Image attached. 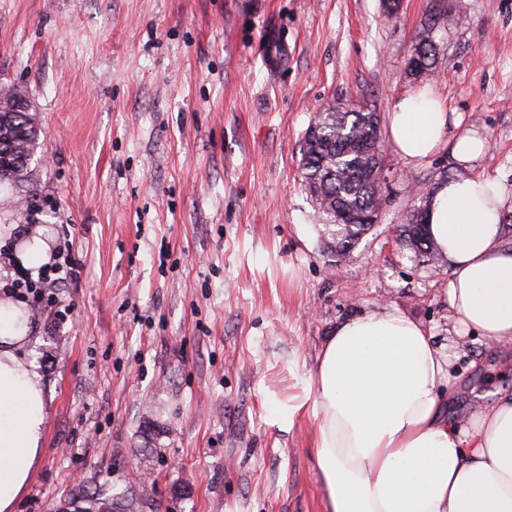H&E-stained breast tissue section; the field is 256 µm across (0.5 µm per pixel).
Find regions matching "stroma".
Here are the masks:
<instances>
[{"label":"stroma","mask_w":512,"mask_h":512,"mask_svg":"<svg viewBox=\"0 0 512 512\" xmlns=\"http://www.w3.org/2000/svg\"><path fill=\"white\" fill-rule=\"evenodd\" d=\"M431 30L429 75L407 73ZM431 86L486 141L475 170L508 195L512 0H0V88L39 130L31 179L0 224L70 241L76 279L29 307L24 352L46 391L44 454L15 512L140 473L157 512H324L307 380L326 336L395 306L447 344L443 261L400 230L415 188L464 175L389 140L380 221L344 258L305 191L304 133L330 105L386 117ZM451 406L512 391V345L470 335Z\"/></svg>","instance_id":"35a3bbf8"}]
</instances>
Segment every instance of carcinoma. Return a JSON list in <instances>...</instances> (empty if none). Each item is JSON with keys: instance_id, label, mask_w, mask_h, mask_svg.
Returning a JSON list of instances; mask_svg holds the SVG:
<instances>
[{"instance_id": "carcinoma-1", "label": "carcinoma", "mask_w": 512, "mask_h": 512, "mask_svg": "<svg viewBox=\"0 0 512 512\" xmlns=\"http://www.w3.org/2000/svg\"><path fill=\"white\" fill-rule=\"evenodd\" d=\"M424 63H435V47L429 37H424L413 48ZM377 114L361 106L328 107L316 117L318 137L304 139L301 146V169L306 183L314 185L320 197V213L325 218L342 209L346 218L339 228L326 227L331 240L341 256L356 245L372 225L359 221L360 214L378 208L383 194L373 171L385 162L382 154L370 152V139L374 132ZM39 139L38 129L28 112H3L0 114V186H10L25 194L27 208L39 210L41 196L29 182L30 159ZM406 239L418 252L425 250L429 259L437 252L427 237L426 225L418 220L414 225H403ZM58 512H154V503L143 489H126L110 494L101 488L90 492L74 488L58 508Z\"/></svg>"}]
</instances>
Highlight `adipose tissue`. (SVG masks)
<instances>
[{
    "instance_id": "ef3b65f1",
    "label": "adipose tissue",
    "mask_w": 512,
    "mask_h": 512,
    "mask_svg": "<svg viewBox=\"0 0 512 512\" xmlns=\"http://www.w3.org/2000/svg\"><path fill=\"white\" fill-rule=\"evenodd\" d=\"M448 123L445 104L424 87L397 101L387 136L407 162L445 149L473 167L484 140L471 129L450 135ZM504 208L501 185L485 174L449 180L430 197L427 230L448 267L455 322L447 345L396 307L350 317L325 339L308 380L325 512H512V394L454 418L445 401L459 334L512 343ZM30 332L17 306L1 302L0 512H13L44 451V388L18 353Z\"/></svg>"
}]
</instances>
